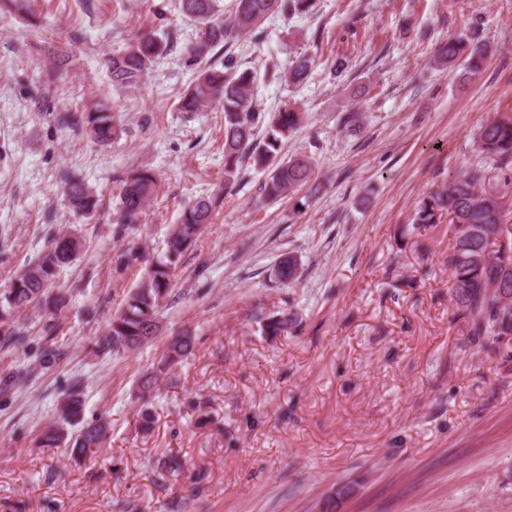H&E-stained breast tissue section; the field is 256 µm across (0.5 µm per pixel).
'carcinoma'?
I'll return each instance as SVG.
<instances>
[{
  "mask_svg": "<svg viewBox=\"0 0 512 512\" xmlns=\"http://www.w3.org/2000/svg\"><path fill=\"white\" fill-rule=\"evenodd\" d=\"M215 2L179 0L181 11L195 26L194 38L185 44L184 53L197 69L195 81L180 99V110L201 112L220 105L224 112V182L200 197L172 226L163 256L149 263L146 276L129 291L103 334L93 341L91 352L96 355L133 351L153 341L160 329L162 303L171 292L173 269L202 226L210 223L214 210L238 185L244 160H251L255 168L266 173L261 194L271 201L296 192L311 174L309 158L287 162L279 158L283 140L300 124L301 113L286 108L278 112L258 111L253 105L256 72L239 70L237 62L228 56L218 69L213 57L217 48L254 31L275 13L287 16L309 13L314 0H235L228 20L216 10ZM173 48L174 39L170 35L159 36L149 31L134 37L109 59L112 85L124 89L138 87L156 61ZM483 54L482 47L469 38L455 36L440 44L434 61L442 66L459 63L475 71L481 66ZM312 64L309 57L297 58L286 79L292 84L302 83ZM60 122L66 127L85 129L100 145L111 143L123 131L121 116L105 109L80 114L66 112ZM477 149L494 168L511 171L512 116L482 126ZM121 181L116 223L138 224L155 192L156 177L147 169H132ZM62 182V193L75 214L86 217L97 213L101 199L90 186L67 174L62 176ZM511 193V182L505 179L488 184L484 169L477 167L454 178L446 189L424 197L415 212L414 223L424 227L438 224L443 216H448V232L452 235L448 272L454 302L474 341L497 342L503 336H512V228L504 220L505 197ZM81 247V241L70 234L53 237L42 255L28 264L8 288L0 290V344L23 342L16 323L19 314L28 308L37 306L51 314L61 311L64 297H50L46 290L59 272L76 259ZM297 273V259L290 255L283 257L275 269V277L287 286L297 281ZM193 347L194 336L189 332L171 337L158 366L138 381L142 396L150 395L191 354ZM57 417L60 424L46 428L41 436L42 446H64L70 449L75 461L106 449L111 423L103 416L85 421L80 383H74L65 393Z\"/></svg>",
  "mask_w": 512,
  "mask_h": 512,
  "instance_id": "cac0c4a2",
  "label": "carcinoma"
}]
</instances>
